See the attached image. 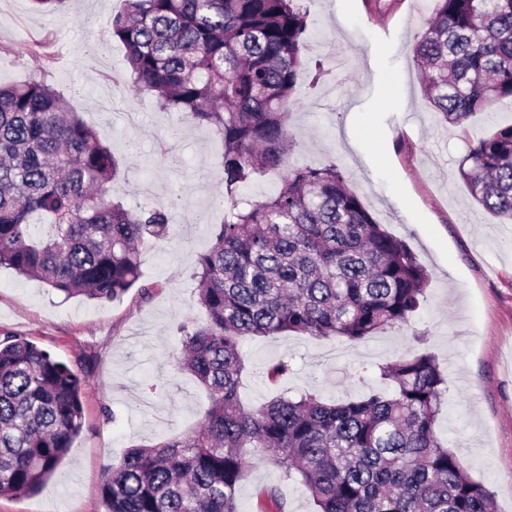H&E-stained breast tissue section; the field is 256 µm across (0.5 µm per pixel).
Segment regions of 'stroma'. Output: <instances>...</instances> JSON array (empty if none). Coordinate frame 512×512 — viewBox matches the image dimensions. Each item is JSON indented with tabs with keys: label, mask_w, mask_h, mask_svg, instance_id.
<instances>
[{
	"label": "stroma",
	"mask_w": 512,
	"mask_h": 512,
	"mask_svg": "<svg viewBox=\"0 0 512 512\" xmlns=\"http://www.w3.org/2000/svg\"><path fill=\"white\" fill-rule=\"evenodd\" d=\"M121 0H67L52 14L29 0H0V84L39 74L32 40H54L51 81L123 163L113 199L167 210L166 239L140 248L149 297L130 290L106 304L64 299L47 285L0 269V338L35 343L85 379L83 426L53 477L33 495L0 497V512H102L101 473L134 445L185 437L208 404L206 391L178 372L179 325L204 323L193 278L222 217V144L205 125L182 122L129 85L125 50L108 21ZM305 54L330 71L291 109L295 166L335 163L373 218L414 252L428 274L425 300L409 326L351 345L287 334L245 340L239 387L247 407L281 393L354 400L377 387L372 368L402 355L432 353L447 395L436 432L474 479L512 512V224L472 202L457 175L467 135L512 123V105L470 121L469 133L439 119L411 61L429 0H303ZM293 357L287 379L263 367ZM164 382L161 393L145 387ZM279 487L288 512H312L303 486L255 460L240 483L239 512H263L262 492Z\"/></svg>",
	"instance_id": "35a3bbf8"
}]
</instances>
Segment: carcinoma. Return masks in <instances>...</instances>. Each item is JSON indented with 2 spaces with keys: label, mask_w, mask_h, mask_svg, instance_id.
<instances>
[{
  "label": "carcinoma",
  "mask_w": 512,
  "mask_h": 512,
  "mask_svg": "<svg viewBox=\"0 0 512 512\" xmlns=\"http://www.w3.org/2000/svg\"><path fill=\"white\" fill-rule=\"evenodd\" d=\"M413 60L441 119L512 102V0H432ZM135 91L213 128L224 150V214L196 260L198 327H180L176 369L208 393L181 439L133 446L105 466L104 512H238L246 449L309 492L316 512H495L493 494L437 436L446 383L413 352L377 365L380 391L326 403L286 394L241 407L246 338L298 333L358 343L407 324L428 276L377 223L334 164L292 168L263 199L243 189L292 150L286 118L308 61L297 0H123L110 19ZM30 51L38 77L0 87V266L65 297L104 304L139 283L140 250L167 236L161 210L112 201L121 162L48 82L54 54ZM473 201L512 222V124L468 141L457 168ZM284 354L264 367L288 376ZM85 378L35 344L0 339V496L33 494L82 429ZM264 512H287L276 487Z\"/></svg>",
  "instance_id": "obj_1"
}]
</instances>
